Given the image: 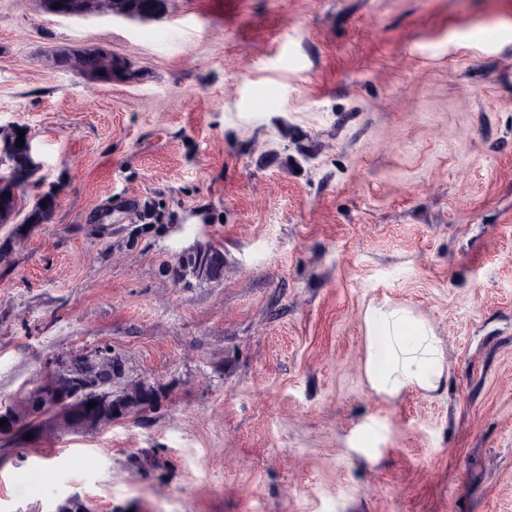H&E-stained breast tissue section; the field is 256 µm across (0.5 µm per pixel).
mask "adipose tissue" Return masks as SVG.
Returning <instances> with one entry per match:
<instances>
[{"instance_id": "ef3b65f1", "label": "adipose tissue", "mask_w": 512, "mask_h": 512, "mask_svg": "<svg viewBox=\"0 0 512 512\" xmlns=\"http://www.w3.org/2000/svg\"><path fill=\"white\" fill-rule=\"evenodd\" d=\"M365 373L377 394L436 391L446 382L441 342L431 323L406 307L376 304L364 315Z\"/></svg>"}]
</instances>
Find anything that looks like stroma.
Segmentation results:
<instances>
[{"label": "stroma", "mask_w": 512, "mask_h": 512, "mask_svg": "<svg viewBox=\"0 0 512 512\" xmlns=\"http://www.w3.org/2000/svg\"><path fill=\"white\" fill-rule=\"evenodd\" d=\"M84 47L135 78L54 64ZM14 125L58 201L0 264V407L101 347L167 396L12 448L0 512H512V0H0ZM208 241L223 277L175 284ZM382 302L443 389L370 388ZM59 3L58 8L52 5ZM166 0H44L48 12L57 14L59 9L72 13L71 16L91 14L99 10H109L114 14L134 19H152L162 13Z\"/></svg>", "instance_id": "35a3bbf8"}]
</instances>
